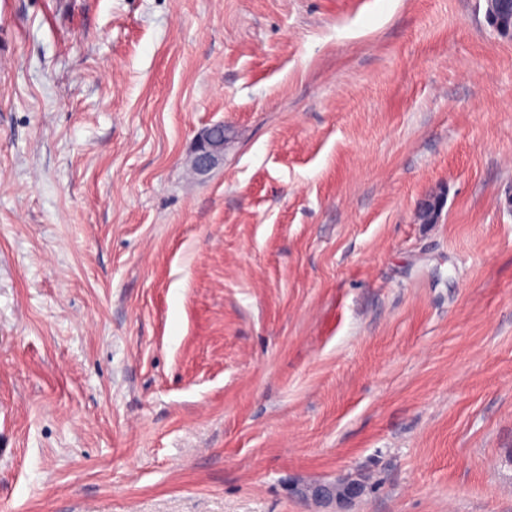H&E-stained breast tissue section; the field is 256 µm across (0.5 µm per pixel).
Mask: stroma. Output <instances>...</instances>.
Listing matches in <instances>:
<instances>
[{
  "instance_id": "1",
  "label": "stroma",
  "mask_w": 512,
  "mask_h": 512,
  "mask_svg": "<svg viewBox=\"0 0 512 512\" xmlns=\"http://www.w3.org/2000/svg\"><path fill=\"white\" fill-rule=\"evenodd\" d=\"M0 55V512H512L484 0H0ZM224 159V126H212L197 140L194 166L197 172L205 174ZM361 493V486L349 480H340L333 486H318L311 490V495L317 498H336L339 503L354 499Z\"/></svg>"
}]
</instances>
